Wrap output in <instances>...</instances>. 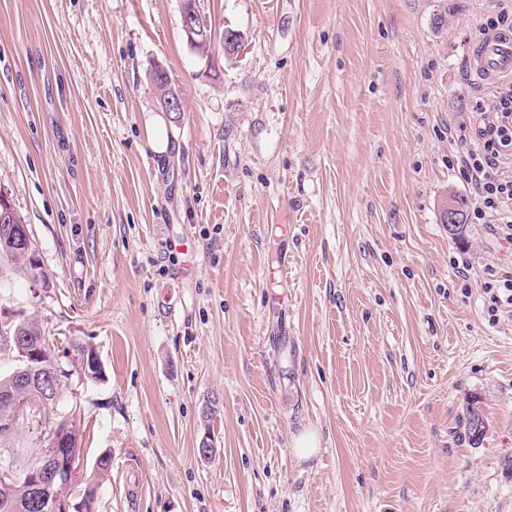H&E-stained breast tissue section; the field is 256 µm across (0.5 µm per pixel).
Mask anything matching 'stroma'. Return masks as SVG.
<instances>
[{
  "instance_id": "35a3bbf8",
  "label": "stroma",
  "mask_w": 512,
  "mask_h": 512,
  "mask_svg": "<svg viewBox=\"0 0 512 512\" xmlns=\"http://www.w3.org/2000/svg\"><path fill=\"white\" fill-rule=\"evenodd\" d=\"M196 2L238 52L183 0H0V197L49 277L0 264V330L39 323L80 474L111 452L97 512H512V241L440 217L483 0ZM476 419L481 422V426H482V432L479 437H476L473 435V431H472V427H471L472 421L476 420ZM464 420H465V427H466L467 435L469 432V435L472 439L471 440L468 435L469 442L472 445L481 444L483 442V440L485 439L486 434L489 430V423H488V420L483 412V409L480 405V400L478 398L475 397L467 402L465 411H464Z\"/></svg>"
}]
</instances>
